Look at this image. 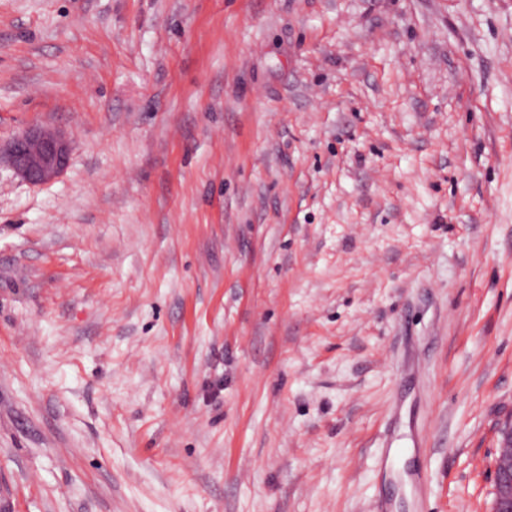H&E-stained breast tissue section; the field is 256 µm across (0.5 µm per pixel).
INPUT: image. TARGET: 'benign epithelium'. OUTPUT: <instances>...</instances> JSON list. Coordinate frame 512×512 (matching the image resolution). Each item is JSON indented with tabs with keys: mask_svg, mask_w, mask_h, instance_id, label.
Segmentation results:
<instances>
[{
	"mask_svg": "<svg viewBox=\"0 0 512 512\" xmlns=\"http://www.w3.org/2000/svg\"><path fill=\"white\" fill-rule=\"evenodd\" d=\"M70 141L62 133L41 128L27 130L11 144L7 159L23 179L42 184L59 177L67 168ZM493 512H512V428L504 435L495 461Z\"/></svg>",
	"mask_w": 512,
	"mask_h": 512,
	"instance_id": "benign-epithelium-1",
	"label": "benign epithelium"
}]
</instances>
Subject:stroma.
Returning <instances> with one entry per match:
<instances>
[{
	"label": "stroma",
	"mask_w": 512,
	"mask_h": 512,
	"mask_svg": "<svg viewBox=\"0 0 512 512\" xmlns=\"http://www.w3.org/2000/svg\"><path fill=\"white\" fill-rule=\"evenodd\" d=\"M33 126L72 152L0 163V512H492L512 0H0ZM70 141L62 133L41 128L27 130L11 144L7 159L23 179L42 184L53 181L67 168Z\"/></svg>",
	"instance_id": "35a3bbf8"
}]
</instances>
